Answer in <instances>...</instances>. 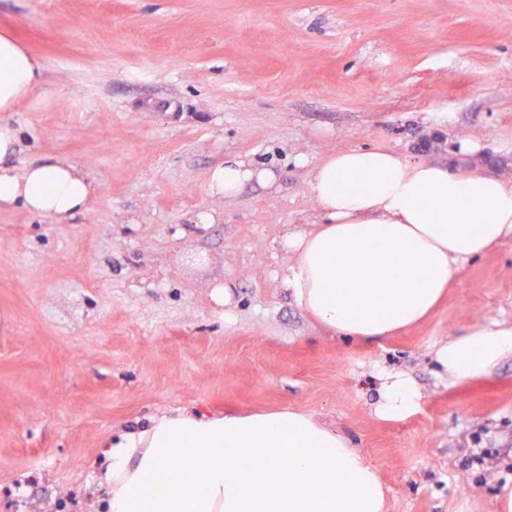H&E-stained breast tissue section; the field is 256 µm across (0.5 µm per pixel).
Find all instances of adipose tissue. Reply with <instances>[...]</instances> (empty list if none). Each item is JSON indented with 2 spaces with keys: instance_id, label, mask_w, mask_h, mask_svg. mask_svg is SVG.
<instances>
[{
  "instance_id": "1",
  "label": "adipose tissue",
  "mask_w": 512,
  "mask_h": 512,
  "mask_svg": "<svg viewBox=\"0 0 512 512\" xmlns=\"http://www.w3.org/2000/svg\"><path fill=\"white\" fill-rule=\"evenodd\" d=\"M44 64L0 30V210L70 223L94 192L70 159L45 155L17 169L22 133L6 120L43 82ZM271 171L242 159L212 168V195L228 200ZM308 191L320 209L313 229L289 233L294 257L280 284L332 333L371 341L430 317L471 260L512 239V182L454 172L384 147L337 152L313 165ZM512 358V323L449 338L434 353L449 378L485 377ZM378 413L396 420L418 395L383 372ZM100 481L105 512H384L374 466L335 428L282 408L200 416L177 412L113 441Z\"/></svg>"
}]
</instances>
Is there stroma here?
<instances>
[{
  "mask_svg": "<svg viewBox=\"0 0 512 512\" xmlns=\"http://www.w3.org/2000/svg\"><path fill=\"white\" fill-rule=\"evenodd\" d=\"M4 27L44 63L8 115L17 169L64 155L98 190L69 224L0 211V512H102L124 431L284 407L360 448L386 512H497L500 476L470 455L512 463V358L457 382L433 352L512 321V240L370 342L328 331L276 273L280 239L319 215L306 166L336 152L512 179V0H0ZM231 157L274 183L211 195ZM384 369L413 381L412 415L378 416Z\"/></svg>",
  "mask_w": 512,
  "mask_h": 512,
  "instance_id": "stroma-1",
  "label": "stroma"
}]
</instances>
